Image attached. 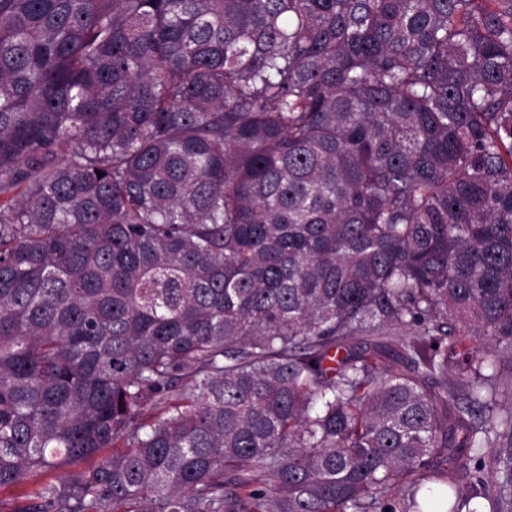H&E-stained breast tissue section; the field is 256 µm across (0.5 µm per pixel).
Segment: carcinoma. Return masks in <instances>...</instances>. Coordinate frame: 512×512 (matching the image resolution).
Returning <instances> with one entry per match:
<instances>
[{
    "label": "carcinoma",
    "instance_id": "carcinoma-1",
    "mask_svg": "<svg viewBox=\"0 0 512 512\" xmlns=\"http://www.w3.org/2000/svg\"><path fill=\"white\" fill-rule=\"evenodd\" d=\"M14 489L512 512V0H0Z\"/></svg>",
    "mask_w": 512,
    "mask_h": 512
}]
</instances>
